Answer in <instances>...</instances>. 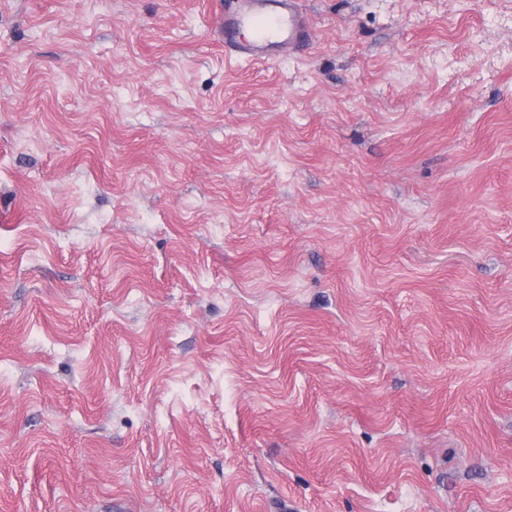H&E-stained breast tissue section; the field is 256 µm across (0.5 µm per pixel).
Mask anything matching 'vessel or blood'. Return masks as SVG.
<instances>
[{"label": "vessel or blood", "mask_w": 512, "mask_h": 512, "mask_svg": "<svg viewBox=\"0 0 512 512\" xmlns=\"http://www.w3.org/2000/svg\"><path fill=\"white\" fill-rule=\"evenodd\" d=\"M302 0H227L219 38L230 60L271 61L310 39Z\"/></svg>", "instance_id": "obj_1"}]
</instances>
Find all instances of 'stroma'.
<instances>
[{"label":"stroma","instance_id":"obj_1","mask_svg":"<svg viewBox=\"0 0 512 512\" xmlns=\"http://www.w3.org/2000/svg\"><path fill=\"white\" fill-rule=\"evenodd\" d=\"M0 0V512H512V0ZM226 1L218 32L229 60L271 61L284 49H300L310 39L302 0Z\"/></svg>","mask_w":512,"mask_h":512}]
</instances>
